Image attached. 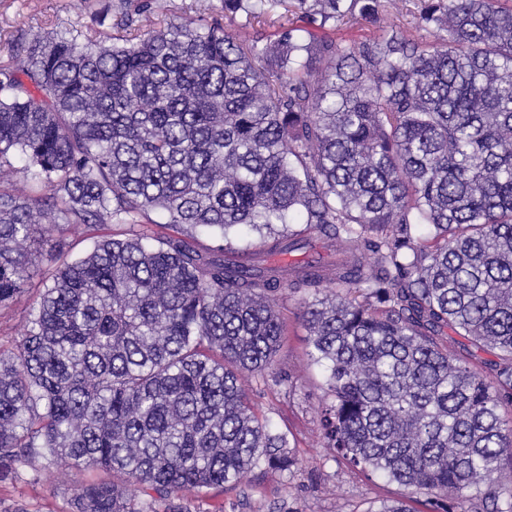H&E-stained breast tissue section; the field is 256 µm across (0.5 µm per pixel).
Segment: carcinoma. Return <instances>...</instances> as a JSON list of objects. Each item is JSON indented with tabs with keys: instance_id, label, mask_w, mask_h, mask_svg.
<instances>
[{
	"instance_id": "obj_1",
	"label": "carcinoma",
	"mask_w": 512,
	"mask_h": 512,
	"mask_svg": "<svg viewBox=\"0 0 512 512\" xmlns=\"http://www.w3.org/2000/svg\"><path fill=\"white\" fill-rule=\"evenodd\" d=\"M221 0L260 24L294 8L345 44L236 40L220 23L148 35L36 34L0 60V307L57 247L61 224H127L49 273L0 350V481L45 461L84 473L75 512H197L248 500L256 470L295 476L288 434L242 376L273 371L279 303L305 300L325 372L320 430L342 464L408 494L367 512H512V6L415 0ZM323 62L313 71V58ZM160 211L187 235L241 228L294 251L305 224L341 245L291 268L136 229ZM372 261L364 262L359 246ZM445 328L474 350L457 357ZM499 361L485 375L475 351ZM296 15L288 14V23L293 24V26H305L308 30L312 31L318 37L326 35L335 37L336 39H341L347 43H351L354 41H360L365 38H369L370 36L379 33V29L376 27L374 23L360 21V23L353 24L351 26H345L341 31H336L329 26H326L325 29H320L317 25L319 21L315 24L306 22L303 23L296 18Z\"/></svg>"
}]
</instances>
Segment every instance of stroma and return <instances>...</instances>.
Instances as JSON below:
<instances>
[{"instance_id":"obj_1","label":"stroma","mask_w":512,"mask_h":512,"mask_svg":"<svg viewBox=\"0 0 512 512\" xmlns=\"http://www.w3.org/2000/svg\"><path fill=\"white\" fill-rule=\"evenodd\" d=\"M144 0H0V58L38 32L65 33L80 30L91 35L98 30L97 10L109 7L111 16L128 13L142 30L158 27L156 16L143 12ZM53 261L27 281L14 300L0 308V349L9 350L23 334L33 299L42 288ZM284 333L274 358L278 382L267 387L252 377H243L257 413L268 416L287 431L305 466L298 477L277 471L256 473L247 505L235 512H268L272 503L291 512H365L370 504L402 496L397 484L362 474L336 463L318 429L323 400V374L307 356L308 332L304 307L296 297L280 304ZM79 472L48 463L37 468L20 467L16 478L0 482V512H73L72 495Z\"/></svg>"}]
</instances>
